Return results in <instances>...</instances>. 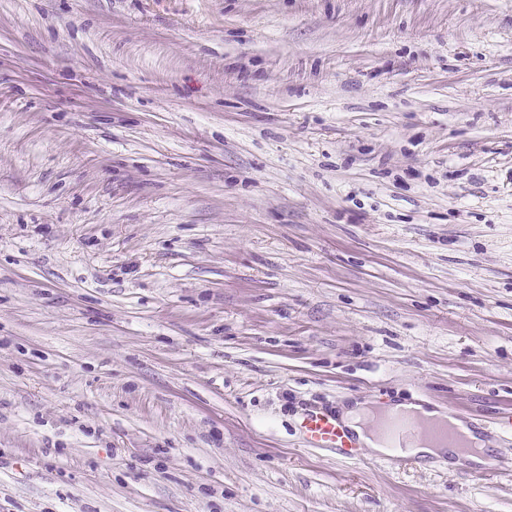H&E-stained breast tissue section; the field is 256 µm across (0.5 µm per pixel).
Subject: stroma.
I'll use <instances>...</instances> for the list:
<instances>
[{"mask_svg":"<svg viewBox=\"0 0 512 512\" xmlns=\"http://www.w3.org/2000/svg\"><path fill=\"white\" fill-rule=\"evenodd\" d=\"M353 400L512 414V0H0V512H512ZM301 429L310 448L334 449L346 456H354L360 448L336 413L327 408L309 409L303 417Z\"/></svg>","mask_w":512,"mask_h":512,"instance_id":"obj_1","label":"stroma"}]
</instances>
